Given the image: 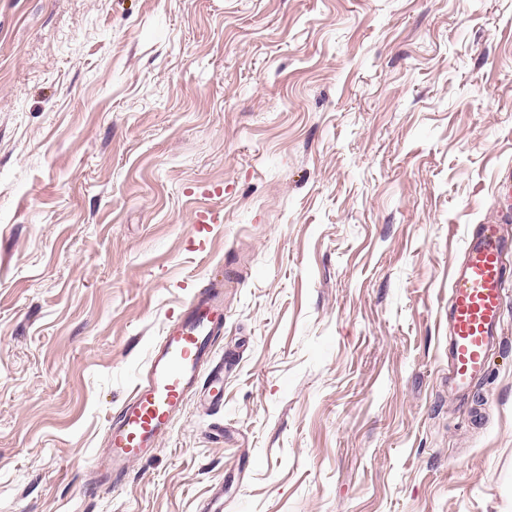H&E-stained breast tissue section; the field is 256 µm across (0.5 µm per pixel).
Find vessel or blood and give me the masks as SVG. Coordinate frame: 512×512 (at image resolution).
Returning a JSON list of instances; mask_svg holds the SVG:
<instances>
[{
    "label": "vessel or blood",
    "instance_id": "vessel-or-blood-1",
    "mask_svg": "<svg viewBox=\"0 0 512 512\" xmlns=\"http://www.w3.org/2000/svg\"><path fill=\"white\" fill-rule=\"evenodd\" d=\"M511 249L499 224H481L466 237L461 259L452 268L448 360L455 389L469 388L485 373L502 336L506 288L512 281L507 264ZM223 323L220 292L203 288L166 324L141 380L108 428L105 448L93 458L98 484L121 478L131 463L150 457L190 396L220 400L224 368L211 361L215 333Z\"/></svg>",
    "mask_w": 512,
    "mask_h": 512
}]
</instances>
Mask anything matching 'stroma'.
<instances>
[{"instance_id": "1", "label": "stroma", "mask_w": 512, "mask_h": 512, "mask_svg": "<svg viewBox=\"0 0 512 512\" xmlns=\"http://www.w3.org/2000/svg\"><path fill=\"white\" fill-rule=\"evenodd\" d=\"M511 169L512 0H0V512H512V295L448 392ZM215 277L223 406L91 490ZM508 247L499 224H479L466 237L461 260L452 267L448 360L449 379L457 390L468 389L485 373L501 339Z\"/></svg>"}]
</instances>
